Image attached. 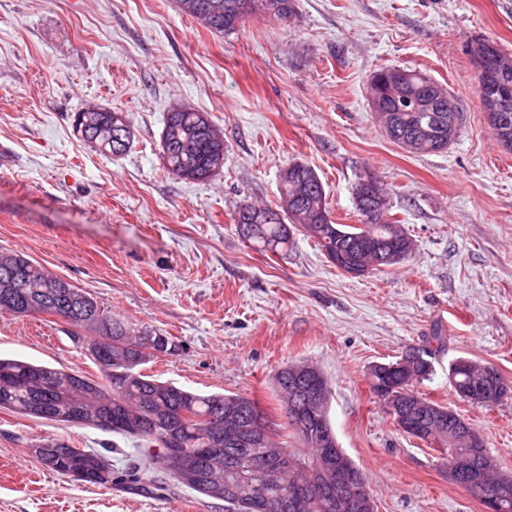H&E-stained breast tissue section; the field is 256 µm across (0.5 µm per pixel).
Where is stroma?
Instances as JSON below:
<instances>
[{
	"label": "stroma",
	"mask_w": 512,
	"mask_h": 512,
	"mask_svg": "<svg viewBox=\"0 0 512 512\" xmlns=\"http://www.w3.org/2000/svg\"><path fill=\"white\" fill-rule=\"evenodd\" d=\"M290 23L260 15L219 35L176 0H0V249L22 252L83 288L131 328L184 349L146 374L200 394L237 393L283 420L276 372L313 363L329 417L365 473L376 512H484L448 477L439 452L404 433L371 394V365L446 338L415 383L483 435L512 473V396L492 408L460 399L449 367L464 357L512 381V152L482 110L474 39L512 52V0H295ZM423 71L456 99L458 139L412 155L387 139L369 98L377 69ZM210 115L224 167L205 181L161 158L170 108ZM124 113V156L101 153L74 113ZM310 165L338 224H358L355 187L373 175L413 251L357 276L295 234L287 254L254 251L233 221L243 201L273 206L279 174ZM0 355L103 374L69 326L0 312ZM43 438L106 451L115 466L145 442L0 411V512H224L223 501L164 479L141 493L85 485L27 450Z\"/></svg>",
	"instance_id": "35a3bbf8"
}]
</instances>
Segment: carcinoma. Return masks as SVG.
Returning <instances> with one entry per match:
<instances>
[{
	"mask_svg": "<svg viewBox=\"0 0 512 512\" xmlns=\"http://www.w3.org/2000/svg\"><path fill=\"white\" fill-rule=\"evenodd\" d=\"M179 10L198 21L214 33L224 34L237 28L239 23L255 10H262L281 21L295 16L294 0H178ZM508 57L501 48L494 47L486 68L494 74L485 81L477 75V93L481 103L499 98L502 89L512 87V68L500 72L498 63ZM403 73L405 94L409 104L392 113V121L399 126L403 139L390 137L398 145L412 140L418 127L439 121L456 106L449 95L440 96L438 83L424 73L385 67L375 71L371 84L376 85L392 77L393 71ZM74 119L85 127L86 143L113 156L126 154L133 143V133L126 116L121 112L89 109L75 114ZM162 160L166 170L182 180L203 181L224 167V137L210 116L195 108L172 107L166 113L161 134ZM363 183L356 186L355 197L364 209H372V222L364 225L363 239L354 236L356 228L331 223L325 203V190L318 174L304 163H294L280 174L279 204L276 208H263L269 218L260 223L251 222L252 204L241 203L235 211L234 221L242 237L261 253H286L299 231L313 239L337 268L346 270L358 265L362 259L365 241L378 240L388 249L412 245L399 221L389 211L371 208L373 202L361 198ZM342 228L345 234L336 233ZM0 311L19 317L53 315L61 312L68 316L74 342L84 346L100 367L106 383L102 384L72 369L54 368L30 361L0 357V411L24 417L40 418L61 423H77L125 437H133L158 449L147 454L148 464L169 474L181 486L204 496L222 500L224 488L243 485L251 489L253 501L237 505L224 504V512H261L258 505L269 500L279 502L292 493L295 480L286 474L273 473L264 479L254 474L266 461V449L276 448L275 438L281 425L261 409L258 402L240 394H198L169 382L158 381L144 375L138 367L154 358L157 353L173 354L181 344L175 338L144 330L130 334L128 327L101 308L87 291L60 277L50 274L26 255L0 250ZM421 362L403 371L389 367H370L369 388L376 397L394 398L403 407V432L426 443H435L443 460L458 458L465 461L464 474H476L481 469L482 453L487 451L483 437L476 444L457 442L451 437V427L463 426L465 420L448 406L422 397L414 383L432 373L430 357L435 349L427 346L415 350ZM474 361L460 358L452 364L455 373L452 387L455 394L473 404L491 408L499 403L504 386L512 385L494 366L490 376L476 379L470 373ZM295 365H287L275 375V386L284 403V411L303 402L306 388L317 377H298ZM436 411V417L421 414L420 404ZM112 413V426L101 424L102 416ZM256 420L270 424L265 437L252 444L235 443L226 435L242 431ZM285 425L307 447L299 453L285 448L281 452L292 457L300 468H313L319 463L321 441L325 435H334L329 416L307 434L286 418ZM175 431L178 446L195 460L197 481L187 484L165 458L170 431ZM69 442L57 438L42 439L30 445L28 454L44 468L61 476L87 466L104 473L97 485L119 483L131 491L148 492L151 482L145 481L141 469L134 468L121 476L115 475L112 461L103 453L87 450L83 459L70 457Z\"/></svg>",
	"mask_w": 512,
	"mask_h": 512,
	"instance_id": "1",
	"label": "carcinoma"
}]
</instances>
